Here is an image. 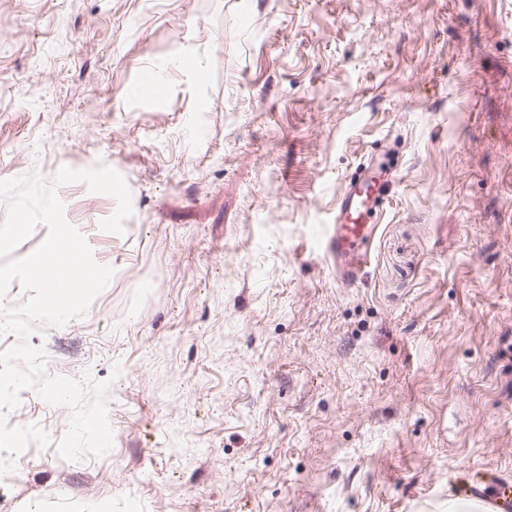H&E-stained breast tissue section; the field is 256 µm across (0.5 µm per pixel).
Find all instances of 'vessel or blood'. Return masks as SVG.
<instances>
[{
    "instance_id": "1",
    "label": "vessel or blood",
    "mask_w": 512,
    "mask_h": 512,
    "mask_svg": "<svg viewBox=\"0 0 512 512\" xmlns=\"http://www.w3.org/2000/svg\"><path fill=\"white\" fill-rule=\"evenodd\" d=\"M398 172L375 159L361 162L345 179L331 224L319 246L337 281L350 285L370 262V243L398 180Z\"/></svg>"
}]
</instances>
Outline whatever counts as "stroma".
I'll return each mask as SVG.
<instances>
[{
	"mask_svg": "<svg viewBox=\"0 0 512 512\" xmlns=\"http://www.w3.org/2000/svg\"><path fill=\"white\" fill-rule=\"evenodd\" d=\"M395 185L362 276L316 248L361 158ZM60 186L113 276L38 326L110 381V451L40 424L0 512H446L512 487V0H0V179Z\"/></svg>",
	"mask_w": 512,
	"mask_h": 512,
	"instance_id": "35a3bbf8",
	"label": "stroma"
}]
</instances>
